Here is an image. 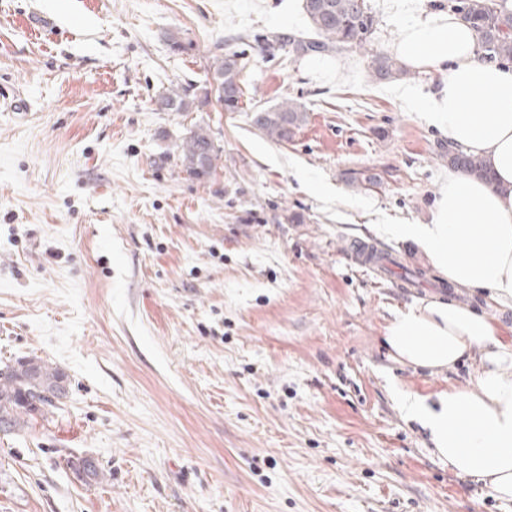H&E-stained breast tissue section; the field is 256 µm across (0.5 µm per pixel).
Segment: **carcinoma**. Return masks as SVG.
<instances>
[{
    "mask_svg": "<svg viewBox=\"0 0 512 512\" xmlns=\"http://www.w3.org/2000/svg\"><path fill=\"white\" fill-rule=\"evenodd\" d=\"M443 9L470 23L478 35V51L483 60L512 64V12L495 0H446ZM303 9L313 34L280 31L272 34L255 33L239 36V45L213 58L210 69L224 75L230 83L224 94L226 112H243L251 101L242 74L253 56L261 55L268 62H296L305 57H322L342 50L355 49L370 56V73L378 83L393 82L410 75L396 58L372 48L371 40L378 19L367 0H303ZM196 96L191 86H177L155 99L163 112H190ZM253 125L269 140L286 143L307 121L304 106L296 99H281L271 107H251ZM441 156L448 165L460 167L470 174L486 179L490 176L485 161L475 155L448 146L441 147ZM208 162L203 173L195 172L194 162ZM221 155L214 146L210 128L196 125L179 145L178 160L185 171L198 178L212 176L219 167ZM66 376L61 369L39 359L18 360L0 369V434L28 431L38 420L46 421L67 397ZM74 472L85 481L99 477L96 462L88 457L68 461Z\"/></svg>",
    "mask_w": 512,
    "mask_h": 512,
    "instance_id": "1",
    "label": "carcinoma"
}]
</instances>
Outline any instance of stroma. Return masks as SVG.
Segmentation results:
<instances>
[{"label":"stroma","mask_w":512,"mask_h":512,"mask_svg":"<svg viewBox=\"0 0 512 512\" xmlns=\"http://www.w3.org/2000/svg\"><path fill=\"white\" fill-rule=\"evenodd\" d=\"M368 3L390 53L401 0ZM35 13L53 27L27 29ZM280 29L309 32L302 0H0V366L38 357L68 386L52 421L0 438V512H512L449 470L389 389L474 375L467 359H392L385 326L430 296L489 315L512 347L511 310L376 230L429 223L448 173L438 131L357 50L254 57L255 104L307 110L285 144L213 102L156 108L204 88L233 37ZM197 124L222 151L201 181L177 160ZM354 170L379 186L348 185ZM357 240L421 286L359 267ZM196 96L188 86H176L163 92L155 99L157 109L163 112H191Z\"/></svg>","instance_id":"35a3bbf8"}]
</instances>
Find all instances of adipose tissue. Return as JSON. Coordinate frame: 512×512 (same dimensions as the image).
<instances>
[{
	"instance_id": "ef3b65f1",
	"label": "adipose tissue",
	"mask_w": 512,
	"mask_h": 512,
	"mask_svg": "<svg viewBox=\"0 0 512 512\" xmlns=\"http://www.w3.org/2000/svg\"><path fill=\"white\" fill-rule=\"evenodd\" d=\"M404 3L412 18L392 50L405 66L440 75L437 89L416 105L449 143L482 157L493 179L449 169L430 223L387 224L383 231L416 243L457 287L512 309V67L482 61L475 33L455 15L421 18L416 0ZM484 103L489 111H481ZM384 341L401 364L433 372L477 356L469 387L430 399L399 386L392 393L451 471L512 501V350L491 318L433 296L396 313Z\"/></svg>"
}]
</instances>
